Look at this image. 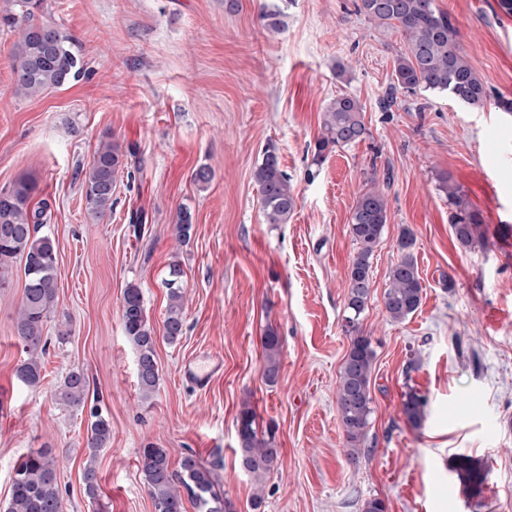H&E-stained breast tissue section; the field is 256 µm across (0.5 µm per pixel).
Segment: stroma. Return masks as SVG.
I'll return each mask as SVG.
<instances>
[{
    "instance_id": "1",
    "label": "stroma",
    "mask_w": 512,
    "mask_h": 512,
    "mask_svg": "<svg viewBox=\"0 0 512 512\" xmlns=\"http://www.w3.org/2000/svg\"><path fill=\"white\" fill-rule=\"evenodd\" d=\"M490 92L512 100V16L497 0H435ZM47 17L70 34L88 71L26 99L14 93V33L0 30V189L28 176L54 209L44 231L58 255V301L45 328L41 383L14 377L24 354L15 336L25 276L15 264L0 289V512L17 461L48 450L64 512H154L140 453L196 454L212 466L233 512H360L369 497L388 512H512V112L463 106L451 96L393 90L400 34L378 28L355 0H46ZM273 15L277 28L266 25ZM345 75H338V67ZM365 107V140L313 164L323 113L336 97ZM135 146L142 170L119 176L104 220L85 210L79 167L103 135ZM275 147L296 207L287 223L264 220L252 172ZM213 174L206 185L197 169ZM388 178V222L371 259L361 329L376 357L371 447L346 456L337 389L349 348L348 271L357 245L350 217L371 178ZM449 178L480 211L485 246L462 249L448 223ZM189 207V242L172 222ZM148 222L129 224L134 210ZM415 236L423 284L403 322L383 306L386 273L402 228ZM184 272L185 327L158 339L159 385L142 399L136 352L121 322L123 292L141 288L162 331L172 263ZM282 343L276 384L263 376L262 336ZM65 341H58L59 331ZM224 368L190 387L186 362L205 355ZM83 368V408L53 394ZM426 399L420 426L403 394ZM251 407L274 427L281 450L262 486L241 470L236 417ZM108 415L99 450V501L82 484L92 410ZM488 470L472 498L453 468L457 454ZM261 508H254V494Z\"/></svg>"
}]
</instances>
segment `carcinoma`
<instances>
[{
    "instance_id": "obj_1",
    "label": "carcinoma",
    "mask_w": 512,
    "mask_h": 512,
    "mask_svg": "<svg viewBox=\"0 0 512 512\" xmlns=\"http://www.w3.org/2000/svg\"><path fill=\"white\" fill-rule=\"evenodd\" d=\"M45 0H8L0 11V27L18 32L13 44L12 69L15 94L24 97L41 95L76 80L82 73L81 58L75 40L45 18ZM360 13L371 22L401 34L405 50L396 58L394 75L401 89L416 88L431 93H446L472 109L485 107L490 93L480 74L459 46L457 31L449 16L434 5V0H360ZM364 105L348 95L337 97L323 115L321 132L314 146L313 162L321 163L326 154L337 147L364 139ZM131 150L111 137H104L87 167L79 170L80 187L85 208L93 219L112 212L118 177L126 167ZM260 191L263 215L268 224H286L296 200L287 174L281 170L275 150H266L254 170ZM36 185L24 177L12 186L0 189V288L9 287V274L15 262H24V295L15 321V332L25 357L17 366L16 379L26 387L41 382V356L48 340L43 338L44 322L57 303L58 275L55 241L39 230L51 223L50 202L43 198L33 202ZM442 188L451 207L449 221L459 245L470 250L483 244L480 212L465 200L460 188L443 180ZM388 221L387 202L383 192L372 187L363 192L352 211L350 233L357 244L348 273L345 332L350 348L340 372L337 409L346 440L347 457L356 461L362 454L371 417L372 397L369 390L375 349L370 337L363 335L361 318L370 300L371 258L379 245ZM193 217L190 208L179 207L173 219L176 237L190 238ZM414 234L404 227L397 241L400 260L387 273L389 286L383 304L394 321L413 315L422 301V283L411 248ZM182 272L178 265L170 267L164 280L167 290L166 314L163 322L165 339L174 343L184 332L182 305ZM121 321L124 333L137 355V381L143 396L156 391L159 369L156 362L154 328L148 321L140 287L128 286L123 293ZM265 357L263 375L266 382H277L280 369L281 341L276 330L268 328L262 336ZM90 392L89 379L83 369L71 368L55 394L56 400L68 407L84 406ZM426 401L410 389L404 394L403 413L415 426L420 425ZM239 440V466L257 483L277 465L280 448L272 431L259 435L254 411L247 405L236 419ZM112 428L107 417L91 414L86 428V447L90 456L107 447ZM141 464L154 512H184L183 497H188L196 512H231V504L217 489L213 468L194 453L181 456L171 468L167 449L153 446L141 450ZM455 469L465 488L482 491L485 470L461 456ZM84 493L91 501L99 498L101 487L92 463L83 468ZM5 512H63L56 466L44 449L27 453L14 467L11 494Z\"/></svg>"
}]
</instances>
